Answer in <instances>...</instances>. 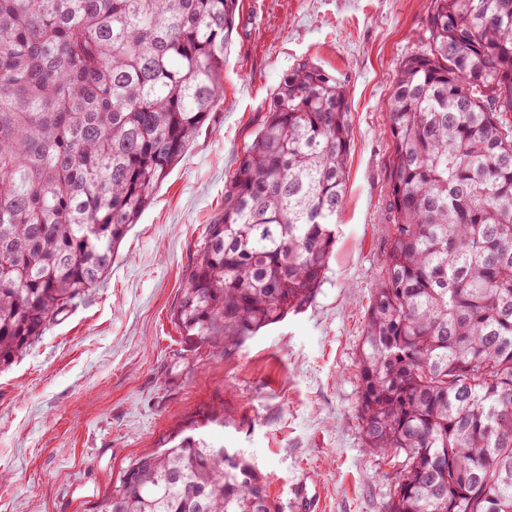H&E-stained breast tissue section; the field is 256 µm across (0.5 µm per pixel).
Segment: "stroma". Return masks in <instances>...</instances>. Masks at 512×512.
I'll list each match as a JSON object with an SVG mask.
<instances>
[{
  "instance_id": "stroma-1",
  "label": "stroma",
  "mask_w": 512,
  "mask_h": 512,
  "mask_svg": "<svg viewBox=\"0 0 512 512\" xmlns=\"http://www.w3.org/2000/svg\"><path fill=\"white\" fill-rule=\"evenodd\" d=\"M430 0H238L224 96L120 244L112 270L0 371V512H89L118 473L182 425L258 471L281 512H383L394 482L366 448L357 356L388 244L384 105L426 40ZM311 59L349 104L352 148L336 245L314 299L232 353L172 313L224 211V190L284 72Z\"/></svg>"
}]
</instances>
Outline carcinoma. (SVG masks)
<instances>
[{
  "label": "carcinoma",
  "instance_id": "obj_1",
  "mask_svg": "<svg viewBox=\"0 0 512 512\" xmlns=\"http://www.w3.org/2000/svg\"><path fill=\"white\" fill-rule=\"evenodd\" d=\"M238 0H0V370L109 274L224 92ZM386 103L389 244L358 355L385 512H512V0H430ZM345 92L302 59L238 156L173 318L240 347L307 306L336 244ZM213 409L91 512H280Z\"/></svg>",
  "mask_w": 512,
  "mask_h": 512
}]
</instances>
